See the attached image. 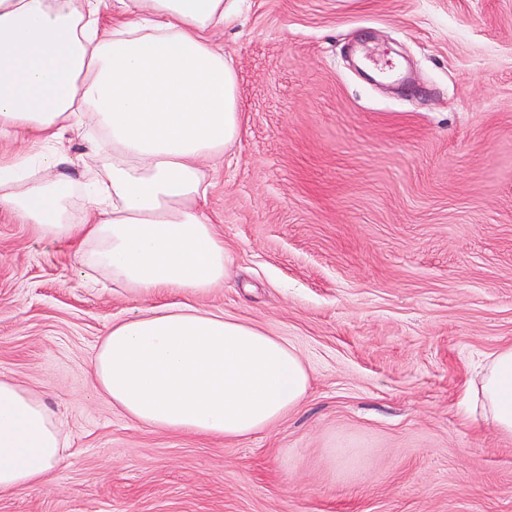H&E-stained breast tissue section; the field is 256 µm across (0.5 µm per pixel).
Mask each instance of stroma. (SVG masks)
<instances>
[{
  "label": "stroma",
  "instance_id": "35a3bbf8",
  "mask_svg": "<svg viewBox=\"0 0 512 512\" xmlns=\"http://www.w3.org/2000/svg\"><path fill=\"white\" fill-rule=\"evenodd\" d=\"M219 41L229 263L187 300L288 341L308 393L234 440L133 422L87 369L134 300L0 207V376L68 442L0 512H512V435L465 414L512 346V0H241Z\"/></svg>",
  "mask_w": 512,
  "mask_h": 512
}]
</instances>
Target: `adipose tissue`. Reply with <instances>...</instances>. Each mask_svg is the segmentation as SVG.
<instances>
[{"label": "adipose tissue", "mask_w": 512, "mask_h": 512, "mask_svg": "<svg viewBox=\"0 0 512 512\" xmlns=\"http://www.w3.org/2000/svg\"><path fill=\"white\" fill-rule=\"evenodd\" d=\"M229 0H0V136L36 144L0 161V206L38 240L67 244L138 305L107 328L88 372L133 421L236 439L278 422L311 376L286 340L167 291L207 293L228 257L205 211L204 163L240 135L236 75L215 36ZM84 133L98 168L59 174L60 137ZM483 420L512 435V346L473 388ZM65 441L43 398L0 377V491L53 481Z\"/></svg>", "instance_id": "1"}]
</instances>
